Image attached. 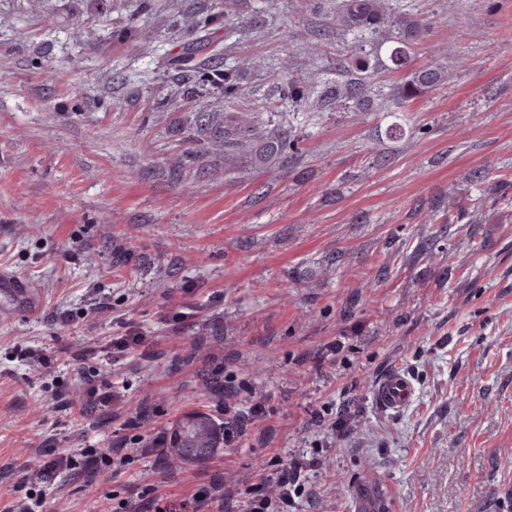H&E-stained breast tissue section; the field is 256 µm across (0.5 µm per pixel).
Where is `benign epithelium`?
Returning a JSON list of instances; mask_svg holds the SVG:
<instances>
[{
    "label": "benign epithelium",
    "mask_w": 512,
    "mask_h": 512,
    "mask_svg": "<svg viewBox=\"0 0 512 512\" xmlns=\"http://www.w3.org/2000/svg\"><path fill=\"white\" fill-rule=\"evenodd\" d=\"M224 447V427L204 413L188 415L171 434V458L181 464H203Z\"/></svg>",
    "instance_id": "obj_1"
}]
</instances>
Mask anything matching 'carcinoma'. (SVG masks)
I'll return each instance as SVG.
<instances>
[{
  "mask_svg": "<svg viewBox=\"0 0 512 512\" xmlns=\"http://www.w3.org/2000/svg\"><path fill=\"white\" fill-rule=\"evenodd\" d=\"M394 28L390 38L388 61L390 68L405 72V81L398 89V104L444 85L446 74L436 63L413 67L412 47L421 40L428 29L426 23L403 12L393 13L389 0H338L336 2V29L357 33L361 38L371 37L385 27ZM187 40L180 52L167 58L165 65L178 71H191L199 80L215 82L223 80L224 95L235 93L233 74L218 70L199 61V54L209 44L203 34L201 22L189 26ZM365 78L358 77L345 83L329 87L325 94L336 97V103H352L359 108L368 96ZM284 95L291 101L303 104L307 101V77L297 72L288 79ZM299 138L292 127L283 120L274 122V127L251 112H200L196 116V133L184 140L183 160L191 162L202 150L224 154L229 160L243 155L254 168L267 167L274 162L288 163V155L298 150Z\"/></svg>",
  "mask_w": 512,
  "mask_h": 512,
  "instance_id": "cac0c4a2",
  "label": "carcinoma"
}]
</instances>
